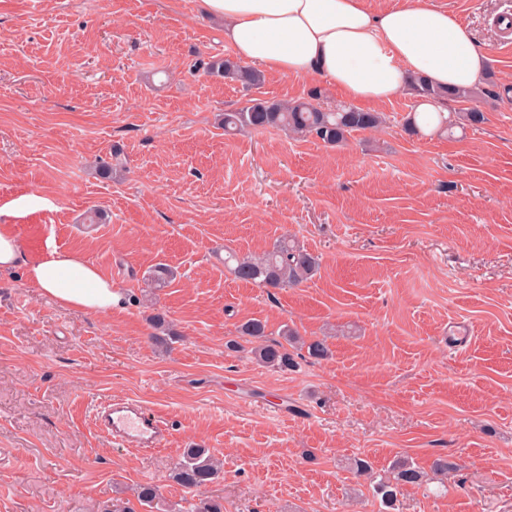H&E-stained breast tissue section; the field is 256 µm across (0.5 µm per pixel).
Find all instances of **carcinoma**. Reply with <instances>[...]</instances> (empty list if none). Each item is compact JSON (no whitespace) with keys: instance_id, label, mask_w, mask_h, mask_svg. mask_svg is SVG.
I'll return each instance as SVG.
<instances>
[{"instance_id":"obj_1","label":"carcinoma","mask_w":512,"mask_h":512,"mask_svg":"<svg viewBox=\"0 0 512 512\" xmlns=\"http://www.w3.org/2000/svg\"><path fill=\"white\" fill-rule=\"evenodd\" d=\"M194 70L211 77L229 79L245 88H253L264 82L260 70L251 66H242L230 58L205 60L199 58L193 64ZM417 91L425 97L435 99L467 100L474 94L491 93L486 88L441 89L434 88L419 79L415 81ZM321 92L314 89L308 98L289 102L271 100H250L244 107L224 113L223 125L227 133L245 130L281 127L297 138L315 137L323 143L334 146L344 142L355 131L374 129L381 123V117L374 112H364L355 107L343 108L339 112H327L322 109L319 99ZM224 266L228 267L236 278L258 284L264 288H286L297 286L314 275L319 267L318 257L308 250L284 238L275 242L272 249L258 258H240L232 252L224 256ZM174 278L171 267L160 264L151 270L147 283L155 291L167 286ZM240 338L227 341V348L245 349L242 342L252 345L250 353L259 362L273 368L286 369L293 365L288 349L280 342L266 344V324L261 320L244 323L240 329ZM310 358L321 360L328 356V347L318 337L303 342ZM221 467L207 448H188L177 463L174 479L178 485L189 491H198L218 479ZM424 474L407 459L396 461L388 477L376 486V494L382 504L393 508L400 489L405 485L423 482ZM140 505L154 508L161 494L153 485H143L136 491Z\"/></svg>"}]
</instances>
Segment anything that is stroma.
Wrapping results in <instances>:
<instances>
[{"mask_svg": "<svg viewBox=\"0 0 512 512\" xmlns=\"http://www.w3.org/2000/svg\"><path fill=\"white\" fill-rule=\"evenodd\" d=\"M430 2L488 57L491 94L447 103L483 123L412 134L417 98L401 94L375 105L380 126L328 146L225 135V111L252 99L344 102L316 74L247 90L193 71L229 54L197 0H0V225L27 259L77 254L125 294L88 314L0 272V512H101L141 484L180 512H384L373 485L399 457L425 477L394 512H512V42L497 24L512 0ZM282 237L320 259L295 288L236 279L216 256ZM159 263L177 278L145 299ZM252 319L331 354L294 346L280 370L227 349ZM109 398L159 415L164 442L101 432ZM189 447L224 468L195 494L173 479ZM440 455L456 464L444 476Z\"/></svg>", "mask_w": 512, "mask_h": 512, "instance_id": "obj_1", "label": "stroma"}]
</instances>
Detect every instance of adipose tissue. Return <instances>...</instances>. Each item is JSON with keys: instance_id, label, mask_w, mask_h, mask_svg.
Here are the masks:
<instances>
[{"instance_id": "ef3b65f1", "label": "adipose tissue", "mask_w": 512, "mask_h": 512, "mask_svg": "<svg viewBox=\"0 0 512 512\" xmlns=\"http://www.w3.org/2000/svg\"><path fill=\"white\" fill-rule=\"evenodd\" d=\"M224 21L235 59L265 75L317 74L350 103H382L410 77L439 88L478 85L488 57L469 29L428 0L374 13L364 0H199ZM23 268L26 279L60 307L110 314L124 296L80 256L51 250L30 261L10 229H0V270Z\"/></svg>"}]
</instances>
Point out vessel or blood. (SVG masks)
Segmentation results:
<instances>
[{"mask_svg":"<svg viewBox=\"0 0 512 512\" xmlns=\"http://www.w3.org/2000/svg\"><path fill=\"white\" fill-rule=\"evenodd\" d=\"M98 426L121 446L151 448L159 446L167 432L166 424L140 405L113 402L96 414Z\"/></svg>","mask_w":512,"mask_h":512,"instance_id":"1","label":"vessel or blood"}]
</instances>
